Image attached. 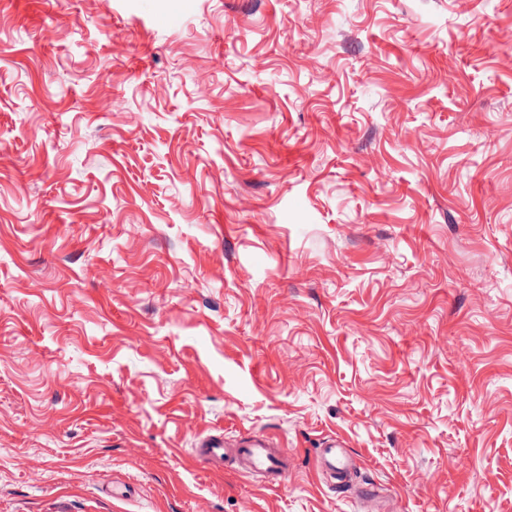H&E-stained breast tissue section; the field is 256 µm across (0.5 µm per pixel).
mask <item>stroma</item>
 <instances>
[{
  "instance_id": "obj_1",
  "label": "stroma",
  "mask_w": 512,
  "mask_h": 512,
  "mask_svg": "<svg viewBox=\"0 0 512 512\" xmlns=\"http://www.w3.org/2000/svg\"><path fill=\"white\" fill-rule=\"evenodd\" d=\"M0 512H512V0H0ZM236 455L241 462L240 473L263 474L268 478L267 485L272 488L284 487L293 469L288 463V452L269 448L265 436L258 433L251 434L241 442L236 448ZM225 452L223 435H208L194 448L191 457L206 469L223 471ZM328 448L320 449L317 456V466L327 467L336 479L338 476H343L352 466L353 460L342 454H336V448H341L340 443H336V439H331V442L325 445Z\"/></svg>"
}]
</instances>
